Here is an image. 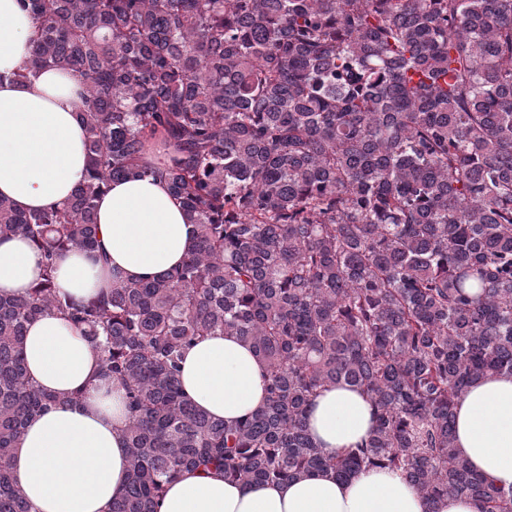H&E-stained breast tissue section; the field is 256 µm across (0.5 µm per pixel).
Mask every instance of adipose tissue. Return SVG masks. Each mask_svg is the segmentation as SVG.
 <instances>
[{
    "instance_id": "ef3b65f1",
    "label": "adipose tissue",
    "mask_w": 512,
    "mask_h": 512,
    "mask_svg": "<svg viewBox=\"0 0 512 512\" xmlns=\"http://www.w3.org/2000/svg\"><path fill=\"white\" fill-rule=\"evenodd\" d=\"M34 24L18 0H0V197L22 211L64 203L85 176L81 82L44 70L11 80L30 49ZM99 246L57 260L60 293L85 299L109 288L113 273L135 281L161 276L187 257L194 237L166 185L151 179L111 183L98 201ZM42 258L25 239L0 238V294L25 295L40 280ZM31 378L60 401L32 418L13 462L16 488L33 512H111L128 469L125 390L98 373L96 349L68 321L47 314L25 337ZM265 365L237 337L210 335L183 353L187 398L232 423L264 407ZM79 401H71L72 393ZM373 408L360 391L338 384L312 401L308 427L334 455L367 440ZM455 448L482 475L512 487V375L476 381L456 407ZM159 512H481L477 501H427L400 476L361 471L337 478L320 470L279 484L246 485L222 472L185 471L172 480Z\"/></svg>"
}]
</instances>
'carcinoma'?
<instances>
[{
    "mask_svg": "<svg viewBox=\"0 0 512 512\" xmlns=\"http://www.w3.org/2000/svg\"><path fill=\"white\" fill-rule=\"evenodd\" d=\"M19 3L35 35L13 77H81L87 171L62 206L0 197V237L28 240L44 267L27 295L0 294V512H32L14 450L60 401L25 361L47 312L126 390L112 512H158L185 470L264 484L322 468L512 512V490L454 447L457 400L512 375V0ZM150 176L195 226L181 266L87 301L59 294L56 259L98 243L99 196ZM217 333L266 364L265 406L234 424L179 381L183 349ZM336 384L368 397L375 425L327 456L307 417Z\"/></svg>",
    "mask_w": 512,
    "mask_h": 512,
    "instance_id": "cac0c4a2",
    "label": "carcinoma"
}]
</instances>
